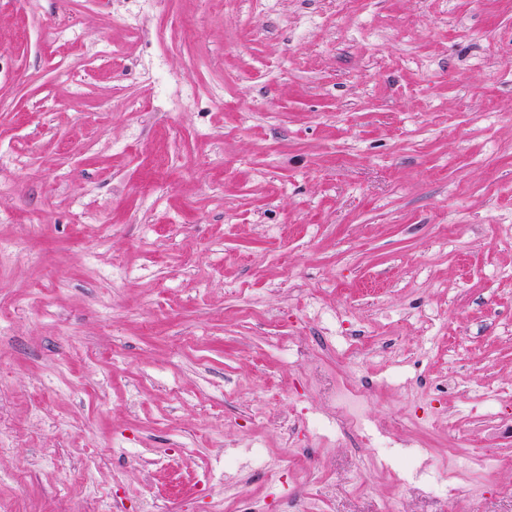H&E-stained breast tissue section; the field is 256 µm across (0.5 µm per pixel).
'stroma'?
I'll use <instances>...</instances> for the list:
<instances>
[{
	"instance_id": "1",
	"label": "stroma",
	"mask_w": 512,
	"mask_h": 512,
	"mask_svg": "<svg viewBox=\"0 0 512 512\" xmlns=\"http://www.w3.org/2000/svg\"><path fill=\"white\" fill-rule=\"evenodd\" d=\"M0 242V512H512V0H0ZM367 385H368V382H357L356 381V378L354 380H351V384L350 386L345 389V392L346 394L343 395L344 399L342 400V403L341 401L339 402V416L340 418L349 426L351 427H354V428H357L359 430H361L359 427H362L363 426V423L361 422V420H359L358 418H356L354 415H352L348 410H347V399H354V400H358L360 399L366 392V390L368 389L367 388ZM442 496L439 504L440 512H478L479 501L483 497L482 491H468L465 493H450L448 486L443 485L439 488Z\"/></svg>"
}]
</instances>
